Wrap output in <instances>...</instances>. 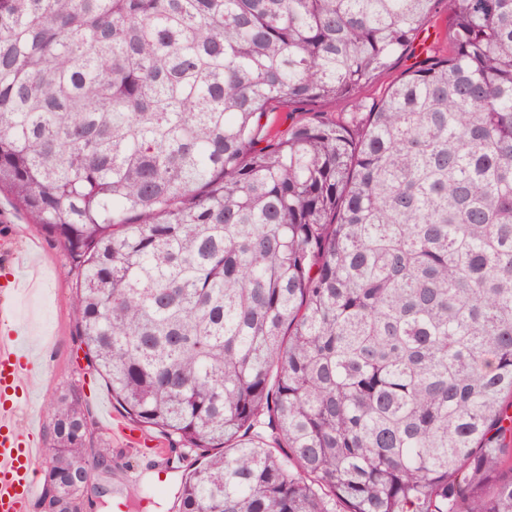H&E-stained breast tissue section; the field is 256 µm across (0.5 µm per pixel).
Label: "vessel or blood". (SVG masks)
<instances>
[{
	"mask_svg": "<svg viewBox=\"0 0 512 512\" xmlns=\"http://www.w3.org/2000/svg\"><path fill=\"white\" fill-rule=\"evenodd\" d=\"M33 283L15 266L0 276V290L13 295L24 293ZM34 363L20 332L0 336V512H26L35 492L34 450L11 422L14 401L24 390L21 378Z\"/></svg>",
	"mask_w": 512,
	"mask_h": 512,
	"instance_id": "vessel-or-blood-1",
	"label": "vessel or blood"
}]
</instances>
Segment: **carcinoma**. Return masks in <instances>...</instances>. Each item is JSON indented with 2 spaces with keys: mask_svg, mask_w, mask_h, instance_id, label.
<instances>
[{
  "mask_svg": "<svg viewBox=\"0 0 512 512\" xmlns=\"http://www.w3.org/2000/svg\"><path fill=\"white\" fill-rule=\"evenodd\" d=\"M0 191L178 512H512V0H0ZM423 58L424 56L418 55L417 49L415 52L406 53L400 58L394 69L381 75L373 84L365 88L356 98H347L336 105L327 104L322 107L321 110L323 112H329L332 116H337L347 112H356L360 102L370 105L373 101L380 99L385 89L397 76L409 68L417 67L419 65L418 63Z\"/></svg>",
  "mask_w": 512,
  "mask_h": 512,
  "instance_id": "cac0c4a2",
  "label": "carcinoma"
}]
</instances>
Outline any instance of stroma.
Returning a JSON list of instances; mask_svg holds the SVG:
<instances>
[{"instance_id":"obj_1","label":"stroma","mask_w":512,"mask_h":512,"mask_svg":"<svg viewBox=\"0 0 512 512\" xmlns=\"http://www.w3.org/2000/svg\"><path fill=\"white\" fill-rule=\"evenodd\" d=\"M420 60L417 52L406 53L395 69L381 75L358 97L326 105V112L333 116L354 112L359 103L380 99L400 72L417 67ZM15 256L35 265L42 281L39 288L12 302V325L22 332L36 357L35 371L24 379L36 401L19 405L13 417L14 426L28 432L32 447H43L51 402L69 388H78L94 438L112 444V492L97 499L92 512H116L113 503L119 497L126 499L127 512H177L178 491L189 471L188 462L179 463L165 486H156L155 470L163 459L153 452L154 433L144 432L140 444L126 442L119 435L117 428L126 419L103 378L89 365L75 335L72 303L76 277L69 272V256L29 222L9 195L1 193L0 266Z\"/></svg>"}]
</instances>
